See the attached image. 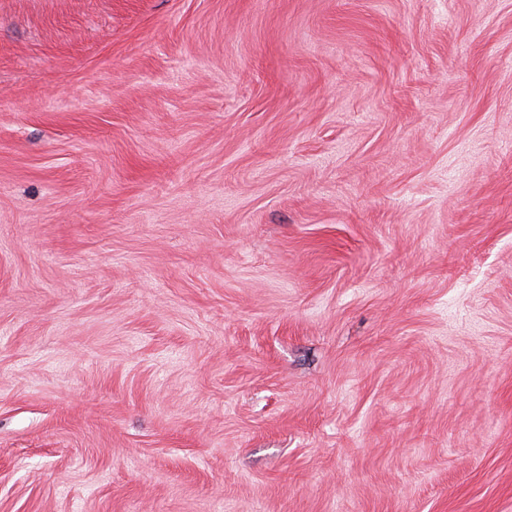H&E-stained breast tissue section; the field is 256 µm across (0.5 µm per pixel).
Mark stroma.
Wrapping results in <instances>:
<instances>
[{
    "instance_id": "stroma-1",
    "label": "stroma",
    "mask_w": 512,
    "mask_h": 512,
    "mask_svg": "<svg viewBox=\"0 0 512 512\" xmlns=\"http://www.w3.org/2000/svg\"><path fill=\"white\" fill-rule=\"evenodd\" d=\"M0 512H512V0H0Z\"/></svg>"
}]
</instances>
